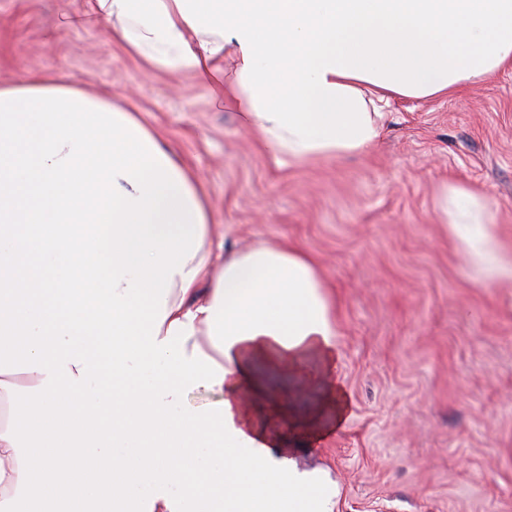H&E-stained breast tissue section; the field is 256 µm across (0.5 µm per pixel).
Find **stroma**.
I'll use <instances>...</instances> for the list:
<instances>
[{
    "label": "stroma",
    "instance_id": "35a3bbf8",
    "mask_svg": "<svg viewBox=\"0 0 512 512\" xmlns=\"http://www.w3.org/2000/svg\"><path fill=\"white\" fill-rule=\"evenodd\" d=\"M87 0H0V84L61 77L135 107L208 190L216 241L293 243L336 297L351 407L300 461L330 469L338 512H512V287L489 286L441 224L444 182L475 187L512 242V69L404 102L378 146L283 166L186 76L145 72Z\"/></svg>",
    "mask_w": 512,
    "mask_h": 512
}]
</instances>
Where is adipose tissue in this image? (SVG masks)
Wrapping results in <instances>:
<instances>
[{"mask_svg":"<svg viewBox=\"0 0 512 512\" xmlns=\"http://www.w3.org/2000/svg\"><path fill=\"white\" fill-rule=\"evenodd\" d=\"M89 9L144 70L221 86L258 148L288 166L365 152L383 137L392 99H443L512 68V0H90ZM16 87L75 92L138 119L73 82L32 76ZM174 170L202 237L172 278L159 335L194 314L184 353L201 351L224 369L219 388L235 429L273 459L293 460V438L321 437L348 412L333 301L314 258L296 247L229 252L213 243L204 187L190 167ZM435 208L487 284H512V245L494 232L482 194L446 184ZM41 380L0 374V503L15 496L19 476L4 439L5 386Z\"/></svg>","mask_w":512,"mask_h":512,"instance_id":"adipose-tissue-1","label":"adipose tissue"}]
</instances>
